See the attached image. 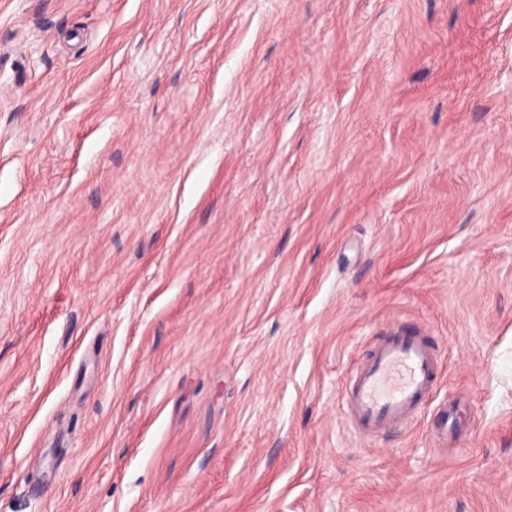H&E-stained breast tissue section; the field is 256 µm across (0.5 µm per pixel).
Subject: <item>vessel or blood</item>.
I'll list each match as a JSON object with an SVG mask.
<instances>
[{"label":"vessel or blood","instance_id":"obj_1","mask_svg":"<svg viewBox=\"0 0 512 512\" xmlns=\"http://www.w3.org/2000/svg\"><path fill=\"white\" fill-rule=\"evenodd\" d=\"M439 357L433 336L391 327L356 362L345 384L347 419L375 437L417 417L436 386Z\"/></svg>","mask_w":512,"mask_h":512}]
</instances>
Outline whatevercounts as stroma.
<instances>
[{"instance_id":"35a3bbf8","label":"stroma","mask_w":512,"mask_h":512,"mask_svg":"<svg viewBox=\"0 0 512 512\" xmlns=\"http://www.w3.org/2000/svg\"><path fill=\"white\" fill-rule=\"evenodd\" d=\"M0 512H512V0H0ZM438 366L433 336L391 327L353 365L344 393L348 422L367 437L408 424L433 392Z\"/></svg>"}]
</instances>
